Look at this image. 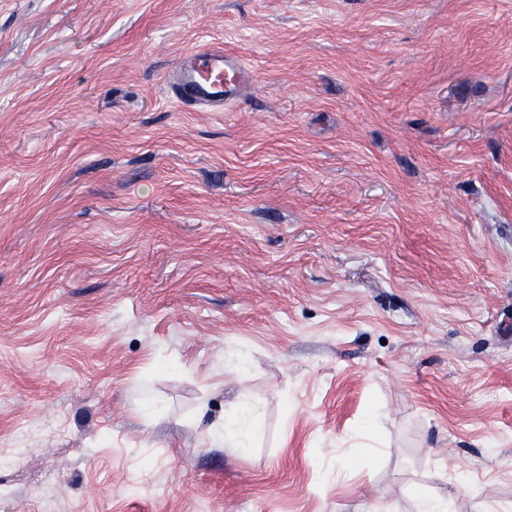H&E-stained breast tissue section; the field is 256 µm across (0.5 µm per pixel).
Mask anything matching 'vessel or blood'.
<instances>
[{
    "instance_id": "b4317fda",
    "label": "vessel or blood",
    "mask_w": 512,
    "mask_h": 512,
    "mask_svg": "<svg viewBox=\"0 0 512 512\" xmlns=\"http://www.w3.org/2000/svg\"><path fill=\"white\" fill-rule=\"evenodd\" d=\"M253 70L238 56L212 46L185 54L171 86L173 99L187 110L221 109L254 86Z\"/></svg>"
}]
</instances>
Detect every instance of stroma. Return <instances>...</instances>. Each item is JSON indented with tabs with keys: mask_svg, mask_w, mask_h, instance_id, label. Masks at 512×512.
Instances as JSON below:
<instances>
[{
	"mask_svg": "<svg viewBox=\"0 0 512 512\" xmlns=\"http://www.w3.org/2000/svg\"><path fill=\"white\" fill-rule=\"evenodd\" d=\"M508 320L512 0H0V512H495ZM253 70L238 56L212 46L185 54L171 86L173 99L187 110L222 109L254 86ZM258 422V414L255 408L245 409L240 417L231 424H224L222 427L224 432V438L226 439H237L244 432L254 427ZM416 512H447L448 497L429 489H418L414 492Z\"/></svg>",
	"mask_w": 512,
	"mask_h": 512,
	"instance_id": "1",
	"label": "stroma"
}]
</instances>
